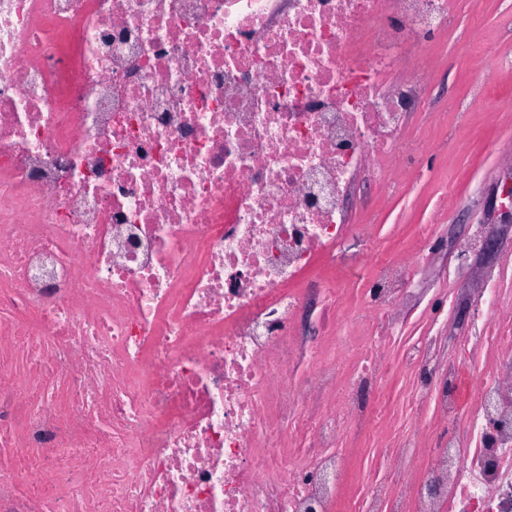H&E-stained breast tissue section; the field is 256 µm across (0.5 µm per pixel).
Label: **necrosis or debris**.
Here are the masks:
<instances>
[{"mask_svg":"<svg viewBox=\"0 0 512 512\" xmlns=\"http://www.w3.org/2000/svg\"><path fill=\"white\" fill-rule=\"evenodd\" d=\"M448 0H0V512H512V260L396 349L432 224L364 274ZM430 431L358 480L391 350ZM478 376H471V369Z\"/></svg>","mask_w":512,"mask_h":512,"instance_id":"1","label":"necrosis or debris"}]
</instances>
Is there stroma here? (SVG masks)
Instances as JSON below:
<instances>
[{
	"label": "stroma",
	"mask_w": 512,
	"mask_h": 512,
	"mask_svg": "<svg viewBox=\"0 0 512 512\" xmlns=\"http://www.w3.org/2000/svg\"><path fill=\"white\" fill-rule=\"evenodd\" d=\"M450 13L447 29L424 40L422 55L432 61L425 72L431 109L415 118L416 142L404 162V185L390 193L368 191L370 209L350 217L351 223L374 225V250L381 257L414 245L418 225L437 224L435 258L410 280L417 304L406 333L414 337L429 317L448 320L451 336L465 334L470 322L449 310V288L462 287L466 277L512 251V237L506 235L498 252L465 264L454 249L465 225L486 221L483 201L499 181L503 154L512 150V69L498 65L512 59V0H450ZM444 193L454 205L443 216L437 201ZM409 381L400 369L378 388L402 436L429 423L427 411L410 410L406 402Z\"/></svg>",
	"instance_id": "obj_1"
}]
</instances>
